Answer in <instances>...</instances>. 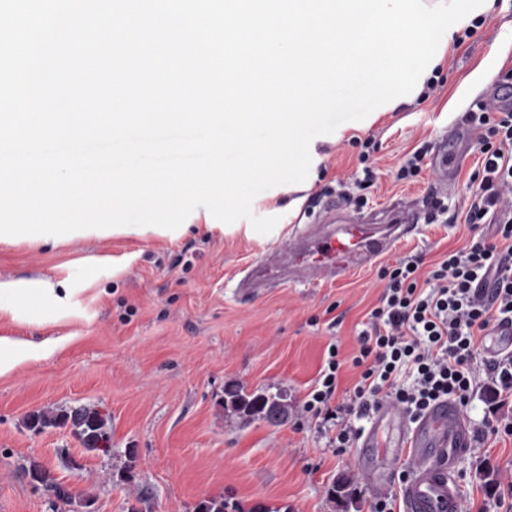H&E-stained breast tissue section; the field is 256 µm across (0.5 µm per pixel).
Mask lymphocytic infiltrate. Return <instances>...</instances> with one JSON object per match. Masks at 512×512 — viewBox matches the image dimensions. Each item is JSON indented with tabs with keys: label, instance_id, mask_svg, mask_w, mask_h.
I'll return each instance as SVG.
<instances>
[{
	"label": "lymphocytic infiltrate",
	"instance_id": "f902f5d3",
	"mask_svg": "<svg viewBox=\"0 0 512 512\" xmlns=\"http://www.w3.org/2000/svg\"><path fill=\"white\" fill-rule=\"evenodd\" d=\"M463 120L484 130L465 221L492 225L493 233L450 251L432 271H423L418 253L385 269L379 302L358 336L352 364L360 373L352 389L338 388L341 361L333 345L303 403L331 430L333 447L358 439L352 416L384 398L414 419L439 400L467 406L477 383V348L493 322L512 321V113L480 108L466 111ZM488 281L494 292L486 300L478 286ZM405 368L415 373L409 386L398 381Z\"/></svg>",
	"mask_w": 512,
	"mask_h": 512
}]
</instances>
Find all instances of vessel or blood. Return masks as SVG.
I'll list each match as a JSON object with an SVG mask.
<instances>
[{
    "mask_svg": "<svg viewBox=\"0 0 512 512\" xmlns=\"http://www.w3.org/2000/svg\"><path fill=\"white\" fill-rule=\"evenodd\" d=\"M459 156L440 143L433 161L434 179L426 204L393 202L387 223L362 215L343 224L310 226L286 246L273 249L247 267L237 286L243 296L296 280L315 282L323 276L346 278L351 271L372 267L420 231L436 204L447 194ZM512 351V323L496 324L488 333L484 354L495 360ZM475 433L453 401L433 404L420 418L410 419L391 401L371 414V425L358 442V468L371 496L387 492L394 467L406 462L408 480L401 487L404 512H461L462 498L455 477L459 457L469 453Z\"/></svg>",
    "mask_w": 512,
    "mask_h": 512,
    "instance_id": "vessel-or-blood-1",
    "label": "vessel or blood"
}]
</instances>
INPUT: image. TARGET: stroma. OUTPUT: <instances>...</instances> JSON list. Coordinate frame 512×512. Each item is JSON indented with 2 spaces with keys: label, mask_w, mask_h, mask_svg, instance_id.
<instances>
[{
  "label": "stroma",
  "mask_w": 512,
  "mask_h": 512,
  "mask_svg": "<svg viewBox=\"0 0 512 512\" xmlns=\"http://www.w3.org/2000/svg\"><path fill=\"white\" fill-rule=\"evenodd\" d=\"M438 65L442 83L429 98L412 97L374 121H347L316 137L304 182L256 196L253 214L278 220L268 234L245 219L211 226L200 207L188 228L165 236L0 239V281L47 279L60 296H35L0 313V336L19 340L25 358L0 376V512H73L32 481L34 464L69 492L92 496L93 512H128L134 503L141 512H196L200 502L219 497L236 512L258 505L268 512H343L332 489L345 478L362 512H372L356 448L331 447L302 405L329 345L338 346L342 361L339 389L353 386L357 336L384 285L378 268L249 300L235 285L259 253L322 222V207L309 202L336 195L338 181L358 169L352 137L380 144L365 213L379 216L394 200L427 193L430 168L410 184L397 178L400 163L421 142L438 144L462 113L492 94L493 78L512 71V0L482 16L462 45L447 43ZM472 235L469 225L440 217L396 254L422 253L429 269ZM233 382L249 394L283 393L287 419L273 426L225 409L224 387ZM77 405L107 417L109 452L84 450L67 427L25 426L32 412ZM130 448L136 466L128 474ZM511 473L512 433L476 444L457 466L462 512H512L502 483Z\"/></svg>",
  "instance_id": "obj_1"
}]
</instances>
